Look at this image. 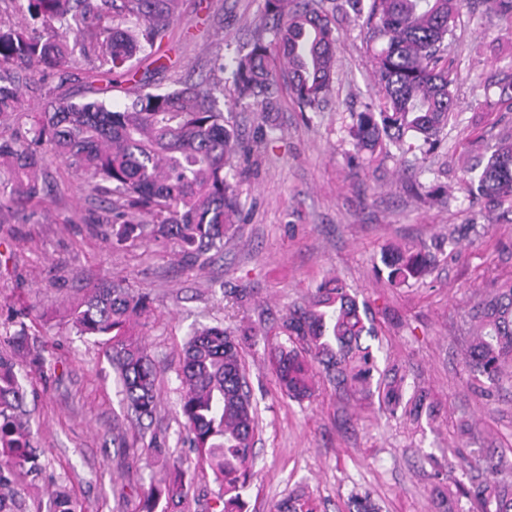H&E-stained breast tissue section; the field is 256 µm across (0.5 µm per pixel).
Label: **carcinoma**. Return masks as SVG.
<instances>
[{"label":"carcinoma","instance_id":"cac0c4a2","mask_svg":"<svg viewBox=\"0 0 512 512\" xmlns=\"http://www.w3.org/2000/svg\"><path fill=\"white\" fill-rule=\"evenodd\" d=\"M26 22L0 24V123L22 114L23 90L37 93L46 107L25 133L0 138V171L9 190H0V210L14 198L40 199L50 192L40 148L70 162L91 192L102 194L90 221L106 227L112 244L176 241L198 259L224 248V237L240 223L242 205L229 180L247 146L228 126L212 82L177 81L169 90L143 86L129 92L119 110L103 98L74 102L54 94L46 76L84 61L97 73L128 70L139 53L161 59L162 44L180 0H22ZM344 0L336 8L363 19L373 55L376 99L356 114L350 127L355 154L387 153L417 140L435 148L454 114L453 62L446 41L464 0ZM273 39L259 37L231 66L229 91L272 112L280 85L288 86L301 111L328 97L335 73L336 28L319 0H265ZM461 189L492 208L512 206V137L465 167ZM388 282L402 286L430 274L436 255L426 245L394 248L382 255ZM148 297L119 283L87 285L84 299L69 310L76 332L91 336L118 376L127 416L147 431L158 406L157 372L134 329L151 316ZM28 313L0 354V512H13L16 477L36 480L42 471L24 409L25 381L44 371V348L29 340ZM465 364L489 386L512 381V281L471 308ZM285 341L270 347L267 362L290 398L314 397L321 377L336 387L378 399L392 417L419 422L428 398L409 391L399 368H379L364 336L375 335L367 306L339 278L322 281L281 318ZM254 336L221 327L197 329L186 341L178 378L179 408L186 441L197 463L219 484L212 512H244V494L255 475L256 407L245 377L243 346ZM486 481L475 489L456 484L449 500L474 498L480 512H512V495L500 489L494 452L483 454ZM191 485L183 461L169 465L166 478L144 495L141 512H175ZM53 512H78L65 490L51 493Z\"/></svg>","mask_w":512,"mask_h":512}]
</instances>
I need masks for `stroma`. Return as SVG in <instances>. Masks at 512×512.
I'll return each mask as SVG.
<instances>
[{"label": "stroma", "mask_w": 512, "mask_h": 512, "mask_svg": "<svg viewBox=\"0 0 512 512\" xmlns=\"http://www.w3.org/2000/svg\"><path fill=\"white\" fill-rule=\"evenodd\" d=\"M264 14L265 0H182L166 71L137 57L127 79L80 63L51 83L73 100L102 95L119 109L132 81L164 90L248 51ZM336 36L332 90L319 109L300 111L283 86L266 116L217 88L249 151L233 171L242 222L206 263L185 258L173 242L113 248L88 219L95 203L85 181L60 160L48 168L45 201L19 200L0 212V337L14 333L15 309L31 305L49 317L34 332L52 351L46 376H33L26 395L44 471L35 482L19 477L17 512H47L55 485L84 512H139L140 492L164 478L167 457L193 456L183 444L179 357L194 329L216 325L265 331L244 352L260 426L246 512H271L292 495L304 496L313 512H349L354 493L369 494L382 512H470L469 500L448 505L440 490L483 484L482 448L494 449L512 483V385L481 396L464 364L470 308L480 293L512 280V213L457 190L468 158L512 130V104L484 105L512 73V23L487 0L461 11L448 38L459 116L426 155H355L348 128L374 97L371 55L355 16L337 15ZM405 243L442 250L425 279L393 287L380 258ZM331 277L369 306L378 362L403 365L409 383L428 392L433 411L419 423L326 380L312 399L294 401L266 368L281 316ZM113 279L150 298L153 314L136 334L157 370L153 428L166 437L164 458L113 448V429L131 430L121 385L102 349L65 321L88 283ZM234 288L249 291L245 304L231 297ZM462 456L471 462L465 471L457 466Z\"/></svg>", "instance_id": "obj_1"}]
</instances>
